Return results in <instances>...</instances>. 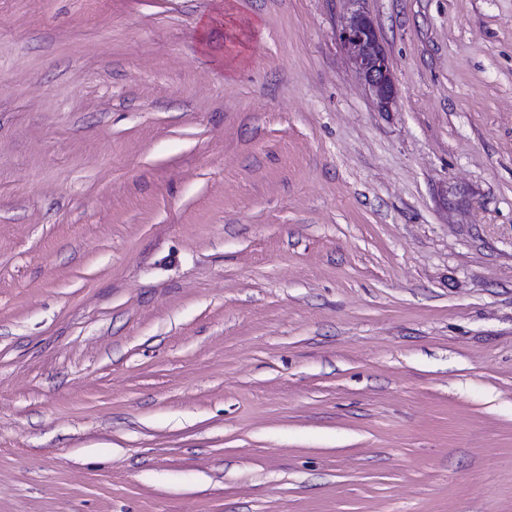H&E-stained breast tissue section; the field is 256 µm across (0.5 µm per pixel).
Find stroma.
Instances as JSON below:
<instances>
[{
    "label": "stroma",
    "instance_id": "1",
    "mask_svg": "<svg viewBox=\"0 0 512 512\" xmlns=\"http://www.w3.org/2000/svg\"><path fill=\"white\" fill-rule=\"evenodd\" d=\"M363 8L0 0V512H512V0ZM347 1L353 3L354 9L343 18L337 39L351 66L376 97L378 106L388 110L396 98L388 54L372 19L360 5L364 0Z\"/></svg>",
    "mask_w": 512,
    "mask_h": 512
}]
</instances>
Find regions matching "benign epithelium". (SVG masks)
<instances>
[{
    "instance_id": "7a95c632",
    "label": "benign epithelium",
    "mask_w": 512,
    "mask_h": 512,
    "mask_svg": "<svg viewBox=\"0 0 512 512\" xmlns=\"http://www.w3.org/2000/svg\"><path fill=\"white\" fill-rule=\"evenodd\" d=\"M354 5L337 30V39L351 66L372 91L380 108H391L396 98L388 54L370 16L361 7L363 0H348Z\"/></svg>"
}]
</instances>
